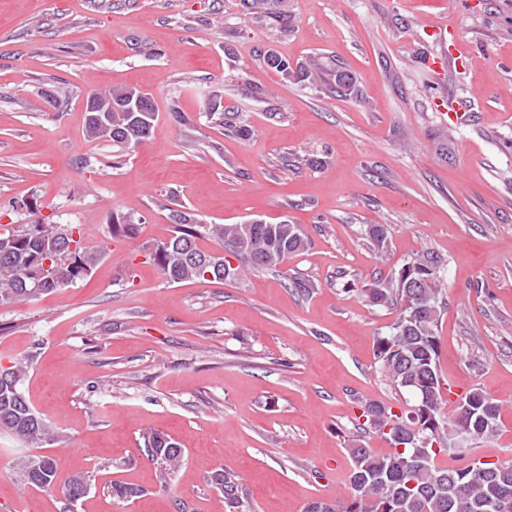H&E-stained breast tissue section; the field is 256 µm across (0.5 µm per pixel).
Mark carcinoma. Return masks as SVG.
I'll use <instances>...</instances> for the list:
<instances>
[{"label":"carcinoma","mask_w":512,"mask_h":512,"mask_svg":"<svg viewBox=\"0 0 512 512\" xmlns=\"http://www.w3.org/2000/svg\"><path fill=\"white\" fill-rule=\"evenodd\" d=\"M264 61L283 79L304 75L303 68L275 52ZM354 80L337 71L332 89L338 96L353 92ZM93 111L86 113V135L93 141L112 144L118 155L128 154L153 134L155 107L150 94L135 88L95 90L86 97ZM207 115L224 130L246 139L251 129L224 111L222 100L210 99ZM173 235L155 246L149 260L171 283L237 277L239 267L224 256L229 252L253 269H275L306 247L296 224L283 221L268 224L261 219L244 224H201L192 214L175 210ZM137 225L125 216L112 215L111 236L131 237ZM72 228L36 222L19 230L0 234V304L29 301L41 294L66 288L87 278L102 252L77 241L76 250L53 261L51 280L34 287L28 271L39 255L51 258ZM387 227L372 224L367 234L374 248L387 241ZM208 236L221 247L205 251L198 240ZM441 258L423 251L404 264L392 277L378 280L365 289L368 302L378 307H399L389 331L375 344L380 368L399 391L408 395L406 408L398 413L383 402L360 404L366 426L389 442L390 451L378 455L361 443L351 444L352 468L347 478L348 495L334 501L317 499L305 512H512V460L487 462L476 468L471 445L498 430L501 405L478 388L465 392L467 410L445 412L449 384L439 370V339L436 335L441 315ZM25 366L13 365L8 376L0 377V431H8L28 445L57 441L55 431L41 418L21 389ZM438 444V450L421 447L424 439ZM404 448H398V445ZM147 457L163 464L160 481L183 461L182 448L169 434L154 430L144 436ZM451 453L458 464L445 467L437 456ZM38 469L23 467L19 481L24 485L51 489L56 484L57 461L36 457ZM219 490L225 512H246L249 493L232 470L221 468L211 476ZM108 489L118 500L133 499L142 489L134 484L113 481Z\"/></svg>","instance_id":"obj_1"}]
</instances>
